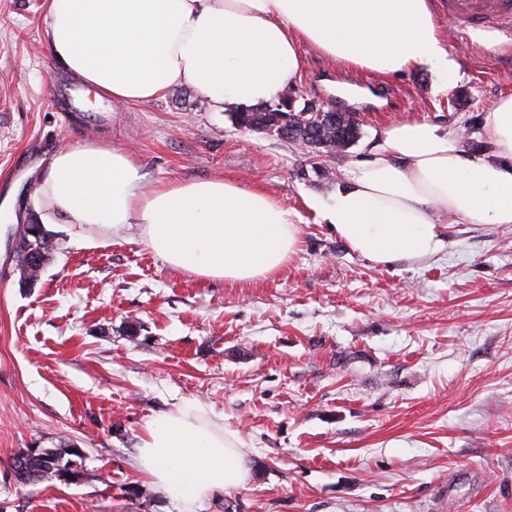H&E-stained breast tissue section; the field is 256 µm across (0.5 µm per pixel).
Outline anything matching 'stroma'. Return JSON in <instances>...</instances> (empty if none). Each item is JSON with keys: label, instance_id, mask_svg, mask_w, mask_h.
Masks as SVG:
<instances>
[{"label": "stroma", "instance_id": "obj_1", "mask_svg": "<svg viewBox=\"0 0 512 512\" xmlns=\"http://www.w3.org/2000/svg\"><path fill=\"white\" fill-rule=\"evenodd\" d=\"M45 15V0H0V202L14 197L0 214V512H176L134 458L144 421L190 401L240 433L250 468L199 512H512V224L447 223L442 254L380 266L307 206L399 120L492 156L482 126L512 94V48L442 12L446 77L346 71L303 48L297 105L361 125L319 158L186 86L145 104L61 101L75 82L48 53ZM84 141L130 153L150 182L265 190L294 213L299 252L264 280H205L167 265L139 225L107 238L52 224L53 259L23 287L18 220L53 152ZM25 448L79 449V478L19 484L10 460Z\"/></svg>", "mask_w": 512, "mask_h": 512}]
</instances>
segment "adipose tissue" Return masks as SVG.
I'll return each instance as SVG.
<instances>
[{"label":"adipose tissue","instance_id":"adipose-tissue-1","mask_svg":"<svg viewBox=\"0 0 512 512\" xmlns=\"http://www.w3.org/2000/svg\"><path fill=\"white\" fill-rule=\"evenodd\" d=\"M45 35L58 67L98 99L148 103L189 86L218 112L277 97L303 44L381 75L452 66L430 0H47ZM484 135L493 157L464 155L428 121L390 125L380 150L350 164L323 221L379 265L442 253V215L512 224V96L495 105ZM36 194L38 223L105 237L139 225L170 267L202 279L272 277L300 244L292 213L264 190L232 179L151 183L131 154L101 142L60 146ZM243 447L223 418L187 402L144 422L135 463L179 512H196L248 482Z\"/></svg>","mask_w":512,"mask_h":512}]
</instances>
